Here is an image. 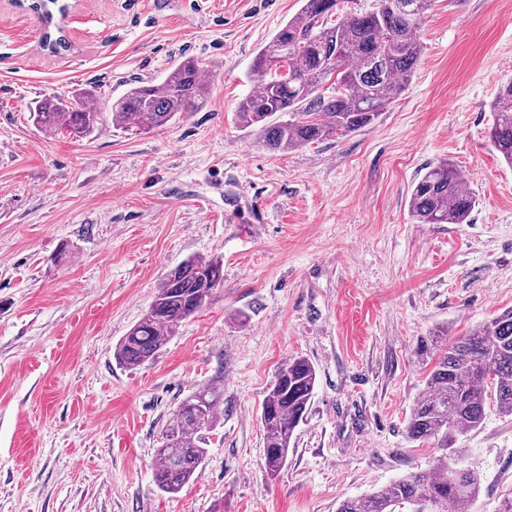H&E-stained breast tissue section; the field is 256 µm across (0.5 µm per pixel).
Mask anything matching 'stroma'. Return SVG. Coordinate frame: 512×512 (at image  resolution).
<instances>
[{"mask_svg":"<svg viewBox=\"0 0 512 512\" xmlns=\"http://www.w3.org/2000/svg\"><path fill=\"white\" fill-rule=\"evenodd\" d=\"M69 50L0 0V512H336L435 467L406 423L439 350L512 307V167L490 129L512 80V0H436L399 98L356 132L273 153L236 117L253 59L300 0H72ZM193 59L209 92L147 133L113 129L134 82ZM90 93L93 135H50L44 97ZM451 158L467 224H417L410 194ZM222 258L224 281L154 361L114 349L168 272ZM317 373L278 475L261 404L279 367ZM222 389L198 476L153 483L179 403ZM480 475L468 512L512 488V416L457 436Z\"/></svg>","mask_w":512,"mask_h":512,"instance_id":"35a3bbf8","label":"stroma"}]
</instances>
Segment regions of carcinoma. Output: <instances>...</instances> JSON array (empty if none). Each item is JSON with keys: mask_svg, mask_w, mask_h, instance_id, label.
I'll return each instance as SVG.
<instances>
[{"mask_svg": "<svg viewBox=\"0 0 512 512\" xmlns=\"http://www.w3.org/2000/svg\"><path fill=\"white\" fill-rule=\"evenodd\" d=\"M302 7L256 54L255 90L236 108L272 152H287L327 137L346 136L372 124L405 90L421 59L420 30L435 0H375L365 13L337 15L341 0H301ZM332 82L331 95L321 93ZM200 67L184 61L161 81H141L112 104V122L124 131H149L189 112L206 97ZM91 96L53 95L38 101L44 131L74 138L90 135L101 112ZM490 138L512 166V81L494 102ZM476 206L456 165L445 158L415 182L409 211L417 224H468ZM224 279L218 259H188L172 269L147 313L116 345L114 358L135 369L154 360L184 320L200 311ZM415 402L406 433L413 441L449 448L457 435L477 429L489 399L512 416V308L502 310L440 349ZM316 384L305 358L281 366L261 406L264 463L273 476L288 460L294 431L303 421ZM221 390L203 387L183 400L156 450L153 481L168 495L194 479L207 456L205 432L219 419ZM480 491L471 468L441 465L415 472L364 497L346 499L337 512H454Z\"/></svg>", "mask_w": 512, "mask_h": 512, "instance_id": "obj_1", "label": "carcinoma"}]
</instances>
